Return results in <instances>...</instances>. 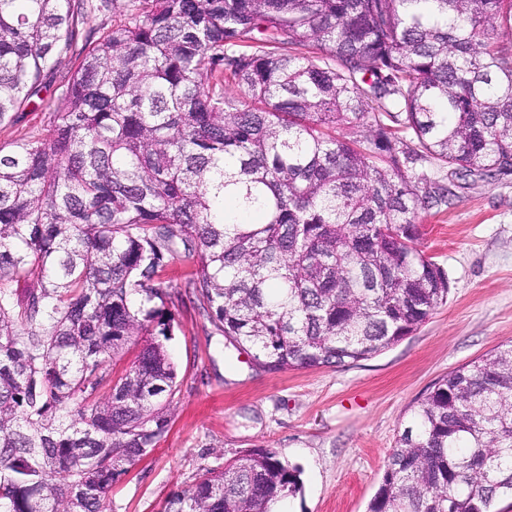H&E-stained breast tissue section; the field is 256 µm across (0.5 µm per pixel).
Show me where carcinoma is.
I'll return each instance as SVG.
<instances>
[{
    "label": "carcinoma",
    "instance_id": "carcinoma-1",
    "mask_svg": "<svg viewBox=\"0 0 512 512\" xmlns=\"http://www.w3.org/2000/svg\"><path fill=\"white\" fill-rule=\"evenodd\" d=\"M94 9L0 0V124L80 48L47 134L0 147V512H103L167 432L174 261L259 369L366 360L447 301L419 213L448 207L450 175L512 173V0H130L81 32ZM301 490L253 448L163 512H274ZM508 499L512 346L434 384L368 512Z\"/></svg>",
    "mask_w": 512,
    "mask_h": 512
}]
</instances>
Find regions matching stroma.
Returning <instances> with one entry per match:
<instances>
[{
	"label": "stroma",
	"mask_w": 512,
	"mask_h": 512,
	"mask_svg": "<svg viewBox=\"0 0 512 512\" xmlns=\"http://www.w3.org/2000/svg\"><path fill=\"white\" fill-rule=\"evenodd\" d=\"M418 249L448 275V300L382 353L335 368L256 370L184 291L188 262L165 278L183 302L168 343L178 370L169 427L112 488L106 512H161L204 467L270 448L301 471L282 512H366L400 431L433 384L512 344V174L456 189L420 218Z\"/></svg>",
	"instance_id": "1"
}]
</instances>
